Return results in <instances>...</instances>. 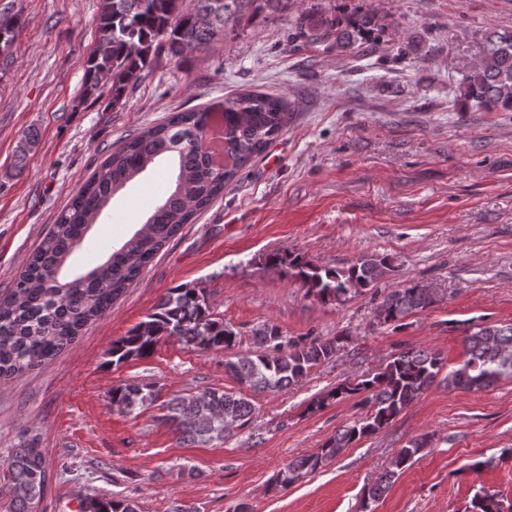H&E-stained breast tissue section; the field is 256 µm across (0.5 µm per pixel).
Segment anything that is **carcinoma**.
<instances>
[{"instance_id":"carcinoma-1","label":"carcinoma","mask_w":512,"mask_h":512,"mask_svg":"<svg viewBox=\"0 0 512 512\" xmlns=\"http://www.w3.org/2000/svg\"><path fill=\"white\" fill-rule=\"evenodd\" d=\"M253 0H102L95 46L87 60L84 93L92 95L102 80L112 82V105L122 103L125 90L144 77L154 58L184 54L214 41V30L243 14ZM385 32L371 16L344 19L326 10L299 15L291 38L350 43L351 30ZM464 98L489 112H512V31L493 32L472 63ZM211 109L174 112L164 122L143 129L107 158L59 213L53 230L28 260L8 295L0 299V383L56 358L92 322L104 317L112 304L138 278L162 247L224 192L253 156L261 154L288 125L290 108L279 96L244 92L224 99V166L217 167L202 146ZM37 144L28 131L15 149L16 167ZM168 162L174 186L155 205L141 228L105 261L74 275L71 257L97 223L112 198L149 167ZM269 267H287L310 295L340 302L371 293L376 301L374 323L398 325L435 303L432 292L416 282L389 291L377 288L389 270L385 256L365 255L346 268L320 267L297 254H273ZM464 357L448 373L442 354L409 349L390 356L379 371L339 384L328 397H361L366 413L339 428L317 452L296 457L279 471L274 486L285 490L336 459L361 439L388 427L410 404L438 380L448 387L478 391L502 379H512V323L489 325L469 321L463 328ZM177 337L200 351L235 346L236 334L213 317L205 289H173L126 335L112 342L108 354L118 364L152 356L163 338ZM257 350L224 363L236 382L253 392L283 390L306 378L311 370L344 349L347 336L330 339H291L264 324L255 330ZM160 390L137 384L112 388V404L131 414L156 402ZM160 416L185 444L224 440L231 426L246 425L255 411L245 393L211 388L162 403ZM427 437L399 449L390 467L378 474L365 492V501L381 499L400 474L419 461ZM9 512H33L46 484L45 455L37 438L11 450ZM82 512H137L128 500L88 498ZM471 512H504L503 502L484 488L475 492Z\"/></svg>"}]
</instances>
